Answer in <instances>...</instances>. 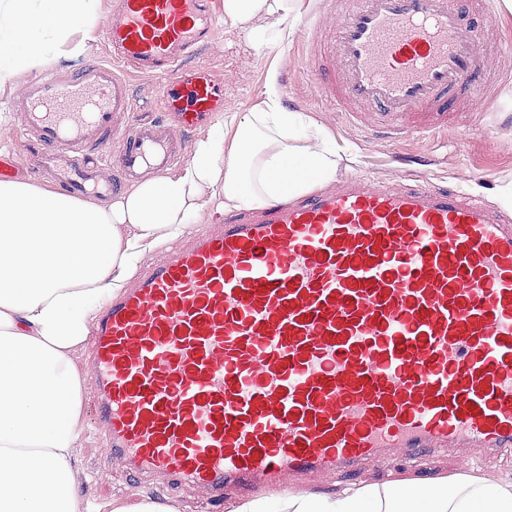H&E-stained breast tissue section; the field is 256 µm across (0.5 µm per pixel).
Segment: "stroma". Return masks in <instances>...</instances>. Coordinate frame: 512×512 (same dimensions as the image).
<instances>
[{
  "label": "stroma",
  "instance_id": "35a3bbf8",
  "mask_svg": "<svg viewBox=\"0 0 512 512\" xmlns=\"http://www.w3.org/2000/svg\"><path fill=\"white\" fill-rule=\"evenodd\" d=\"M486 37L478 48L489 77L478 83L474 93H460L448 113V124L434 133L410 136L393 144L385 135L368 132L351 124L332 101L324 99L317 79L310 72L308 49L303 33L297 32L281 48L255 50L245 33L217 25L211 42L200 47L181 63L182 70L203 71L208 78L224 85V108L248 112L262 95L270 64L278 66V81L286 87L289 109L305 113L322 125L344 151L338 176L362 174L390 186L407 183L415 163H422L430 182L453 189L475 192L477 198L493 203L494 190L512 179V116L503 112L474 111L473 98L491 103L499 97V74L512 72V14L503 11L500 0L480 12ZM13 122L0 123V160H12L14 177L37 183L24 140L13 132ZM75 468L82 497L99 504L115 500L149 497L170 499L181 512H225L223 507L206 503L200 491L174 488L155 479L143 486L120 460L111 458L105 433L95 421L91 395L83 397V421ZM480 475L489 479L512 477V448L474 454L472 461L453 452L440 451L406 461L393 458L387 465L370 466L351 477L315 475L304 486L317 493L351 481L374 484L391 479L417 476L453 477Z\"/></svg>",
  "mask_w": 512,
  "mask_h": 512
}]
</instances>
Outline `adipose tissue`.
Returning a JSON list of instances; mask_svg holds the SVG:
<instances>
[{"instance_id":"obj_1","label":"adipose tissue","mask_w":512,"mask_h":512,"mask_svg":"<svg viewBox=\"0 0 512 512\" xmlns=\"http://www.w3.org/2000/svg\"><path fill=\"white\" fill-rule=\"evenodd\" d=\"M103 0H0V91L82 55ZM301 0H223L224 23L256 49L293 36ZM340 149L283 104L276 75L246 114L219 113L174 173L81 201L0 180V512H100L74 468L86 373L77 357L102 304L143 257L211 209L302 196L336 176ZM225 512H512V482L392 480L334 493L281 492Z\"/></svg>"}]
</instances>
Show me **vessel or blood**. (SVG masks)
I'll list each match as a JSON object with an SVG mask.
<instances>
[{
    "mask_svg": "<svg viewBox=\"0 0 512 512\" xmlns=\"http://www.w3.org/2000/svg\"><path fill=\"white\" fill-rule=\"evenodd\" d=\"M117 2L110 60L44 72L10 103L57 185L87 198L165 172L170 118L193 127L224 94L178 64L213 32L207 0ZM342 2L337 27L309 29L318 88L376 108L393 142L479 73L467 0ZM135 74L163 79L148 122L129 120ZM92 151L118 180L81 164ZM93 343L113 455L217 500L395 455L511 448L512 221L423 179L350 177L168 251L103 306Z\"/></svg>",
    "mask_w": 512,
    "mask_h": 512,
    "instance_id": "b4317fda",
    "label": "vessel or blood"
}]
</instances>
